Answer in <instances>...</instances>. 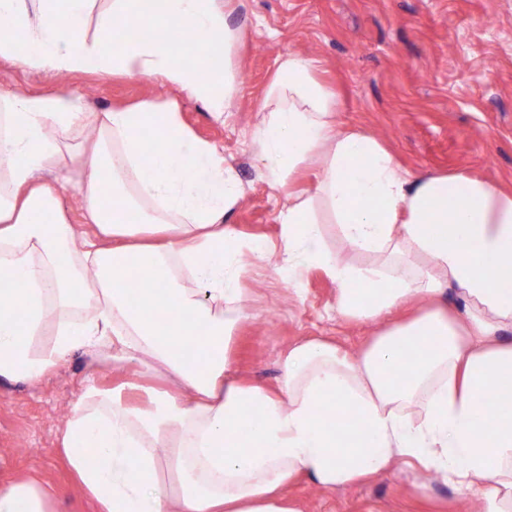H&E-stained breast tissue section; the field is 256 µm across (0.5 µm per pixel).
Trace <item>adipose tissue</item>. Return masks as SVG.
<instances>
[{
  "label": "adipose tissue",
  "mask_w": 512,
  "mask_h": 512,
  "mask_svg": "<svg viewBox=\"0 0 512 512\" xmlns=\"http://www.w3.org/2000/svg\"><path fill=\"white\" fill-rule=\"evenodd\" d=\"M172 29L196 35L193 54ZM238 41L220 0H0V59L158 78L216 119L239 89ZM336 109L308 59L281 57L253 133L288 197L268 245L227 224L244 188L176 105L89 112L63 92L0 91V378L35 384L78 352L164 379L132 405L125 385L90 378L71 406L59 446L97 512H302L288 497L299 478L333 491L401 463L481 489L480 512H512V191L410 174ZM311 162L314 191L293 192ZM249 255L297 288L321 271L371 338L290 345L275 389L240 377ZM411 300L417 315L389 321ZM0 512L58 510L28 477L0 487Z\"/></svg>",
  "instance_id": "adipose-tissue-1"
}]
</instances>
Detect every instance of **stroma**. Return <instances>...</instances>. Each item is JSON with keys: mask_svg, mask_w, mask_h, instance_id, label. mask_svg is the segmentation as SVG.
I'll use <instances>...</instances> for the list:
<instances>
[{"mask_svg": "<svg viewBox=\"0 0 512 512\" xmlns=\"http://www.w3.org/2000/svg\"><path fill=\"white\" fill-rule=\"evenodd\" d=\"M241 35L232 60L239 93L223 119L161 81L96 72L55 76L0 59V89L63 90L98 112L140 100L177 104L200 139L236 170L245 196L229 218L246 238H279L285 197L264 177L252 133L280 56L309 59L336 96V122L373 133L413 174L460 173L512 190V0H224ZM244 285L251 319L233 345L239 373L264 384L281 376L280 356L306 337L358 350L372 331L336 313V288L317 270L302 291L286 289L273 262L253 259ZM109 387L142 383L136 365L91 369L70 356L39 385L0 380V485L34 476L50 485L59 512H93L72 484L59 435L84 379ZM307 512H459L466 492L402 464L391 474L333 492L297 483Z\"/></svg>", "mask_w": 512, "mask_h": 512, "instance_id": "35a3bbf8", "label": "stroma"}]
</instances>
